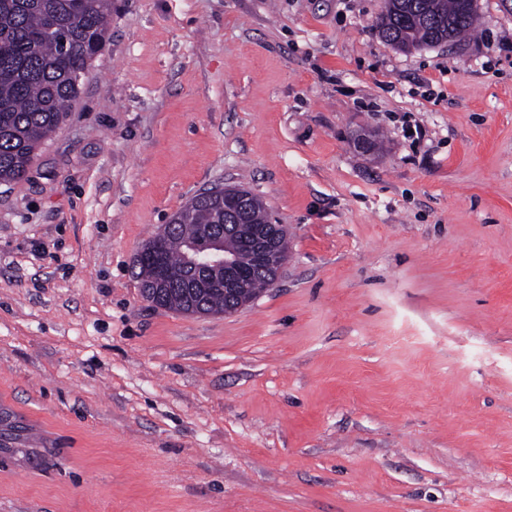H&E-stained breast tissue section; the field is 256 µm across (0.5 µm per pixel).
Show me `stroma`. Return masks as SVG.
Wrapping results in <instances>:
<instances>
[{
  "mask_svg": "<svg viewBox=\"0 0 512 512\" xmlns=\"http://www.w3.org/2000/svg\"><path fill=\"white\" fill-rule=\"evenodd\" d=\"M382 5L112 0L0 181V407L42 441L0 512H512V11L402 51ZM225 186L286 225L280 279L154 307L137 251Z\"/></svg>",
  "mask_w": 512,
  "mask_h": 512,
  "instance_id": "obj_1",
  "label": "stroma"
}]
</instances>
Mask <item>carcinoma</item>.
Segmentation results:
<instances>
[{
	"instance_id": "obj_1",
	"label": "carcinoma",
	"mask_w": 512,
	"mask_h": 512,
	"mask_svg": "<svg viewBox=\"0 0 512 512\" xmlns=\"http://www.w3.org/2000/svg\"><path fill=\"white\" fill-rule=\"evenodd\" d=\"M112 0H0V181L22 182L39 145L56 133L80 93L89 61L108 39ZM476 12L464 0H385L377 18L382 38L401 49L455 41L470 32ZM224 199L193 196L176 215L166 242V264L186 279L184 244L203 224H219ZM270 219L252 199L248 222ZM228 308L220 288H179L167 309L219 315Z\"/></svg>"
}]
</instances>
